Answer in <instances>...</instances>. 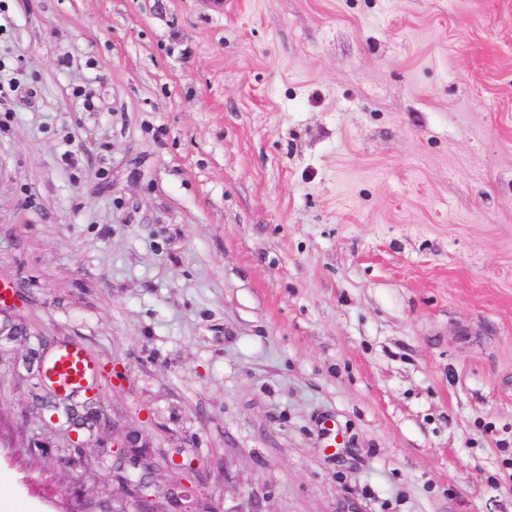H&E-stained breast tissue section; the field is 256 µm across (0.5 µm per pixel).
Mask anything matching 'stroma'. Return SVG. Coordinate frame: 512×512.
<instances>
[{"instance_id": "35a3bbf8", "label": "stroma", "mask_w": 512, "mask_h": 512, "mask_svg": "<svg viewBox=\"0 0 512 512\" xmlns=\"http://www.w3.org/2000/svg\"><path fill=\"white\" fill-rule=\"evenodd\" d=\"M213 2L0 0V477L127 512L132 428L203 512H512V0ZM49 381L62 394L82 385L93 371L92 363L76 347L59 349L47 367Z\"/></svg>"}]
</instances>
